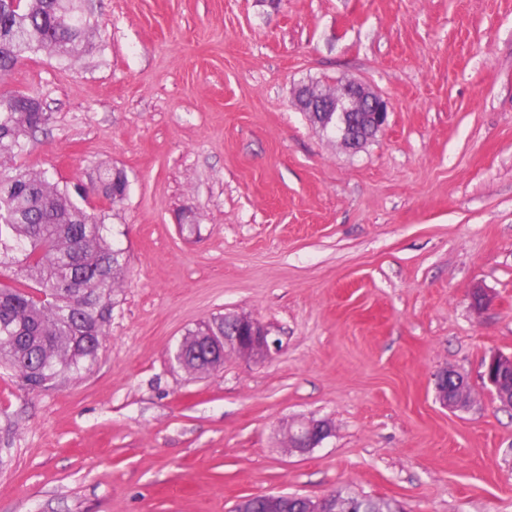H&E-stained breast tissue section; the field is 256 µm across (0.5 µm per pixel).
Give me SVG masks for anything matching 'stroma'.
I'll list each match as a JSON object with an SVG mask.
<instances>
[{
    "label": "stroma",
    "mask_w": 512,
    "mask_h": 512,
    "mask_svg": "<svg viewBox=\"0 0 512 512\" xmlns=\"http://www.w3.org/2000/svg\"><path fill=\"white\" fill-rule=\"evenodd\" d=\"M93 52H40L5 90L49 123L20 167L90 186L128 255L97 362L22 390L0 367V512H232L347 487L400 512H512V0H92ZM362 81L389 125L358 151L294 90ZM488 297L474 309L472 295ZM220 313L279 350L194 377ZM475 398L449 411L432 377ZM326 419L304 455L284 428ZM93 186L107 201L109 208H114L125 199L129 182L123 171L105 169L99 173ZM482 379L490 387L493 397L502 405H512V355L495 354L484 362ZM511 373V380H505L506 373ZM436 397L452 410L467 409L473 399L468 378L454 368H444L434 375Z\"/></svg>",
    "instance_id": "stroma-1"
}]
</instances>
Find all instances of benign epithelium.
Wrapping results in <instances>:
<instances>
[{
	"mask_svg": "<svg viewBox=\"0 0 512 512\" xmlns=\"http://www.w3.org/2000/svg\"><path fill=\"white\" fill-rule=\"evenodd\" d=\"M304 112L336 114V131L343 145L356 151L361 148L355 139V127L364 119L371 122L372 134L382 131L387 124L389 105L386 99L368 86L346 81L329 91H319L311 85H303L296 91ZM221 345L210 350L220 358L235 354L246 360H258L268 355L270 340L265 326L258 320L234 314L224 324ZM512 355L495 354L484 362L482 379L490 387L493 397L504 406L512 405ZM436 397L452 410L467 409L473 399L468 378L454 368H444L434 375ZM289 451L300 455L319 447L331 436L333 426L325 419H308L286 428Z\"/></svg>",
	"mask_w": 512,
	"mask_h": 512,
	"instance_id": "benign-epithelium-1",
	"label": "benign epithelium"
}]
</instances>
